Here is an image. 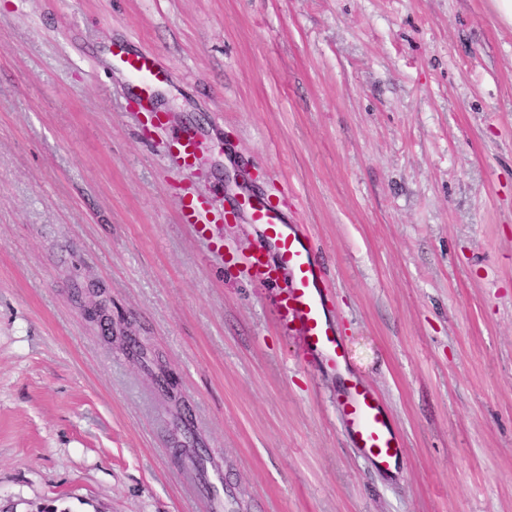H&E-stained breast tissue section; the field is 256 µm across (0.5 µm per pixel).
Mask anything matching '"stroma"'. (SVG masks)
I'll list each match as a JSON object with an SVG mask.
<instances>
[{"instance_id": "35a3bbf8", "label": "stroma", "mask_w": 512, "mask_h": 512, "mask_svg": "<svg viewBox=\"0 0 512 512\" xmlns=\"http://www.w3.org/2000/svg\"><path fill=\"white\" fill-rule=\"evenodd\" d=\"M170 71L145 121L118 53ZM194 129L187 168L173 138ZM306 225L351 369L243 263ZM215 460L194 471L198 449ZM512 512V25L492 0H0V512ZM183 220L186 224H193L198 232L204 234L212 221L207 203L200 199L194 201L193 198L183 203ZM339 405L355 448L376 467L389 469L404 445L379 395L354 376L345 378Z\"/></svg>"}]
</instances>
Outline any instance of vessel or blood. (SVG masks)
<instances>
[{"label": "vessel or blood", "instance_id": "obj_1", "mask_svg": "<svg viewBox=\"0 0 512 512\" xmlns=\"http://www.w3.org/2000/svg\"><path fill=\"white\" fill-rule=\"evenodd\" d=\"M120 60L134 74L141 91H149L166 76L155 58L126 53ZM249 208L254 223L261 226L269 246L275 250L276 258L271 261L264 251H255L246 258L248 269L265 283L277 282L285 273L293 279L292 287L277 302L279 326L286 332H300L307 348L321 355L331 368L337 370L347 365L348 353L326 310L327 280L310 237L302 225L288 223L284 214L264 198H255ZM183 219L196 226L198 232H206L211 223L206 202L200 199L185 202ZM339 405L355 448L376 467L389 469L404 445L379 395L351 376L344 381Z\"/></svg>", "mask_w": 512, "mask_h": 512}]
</instances>
